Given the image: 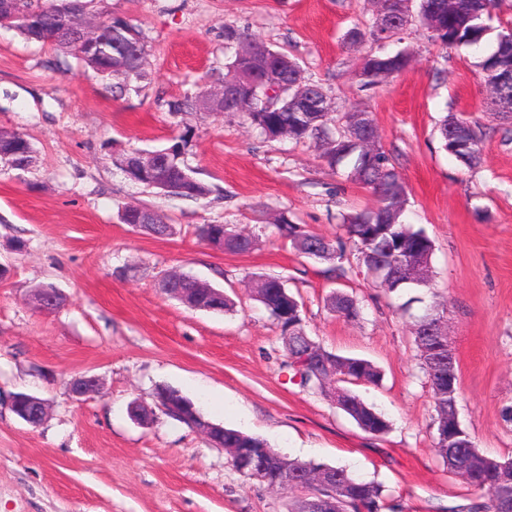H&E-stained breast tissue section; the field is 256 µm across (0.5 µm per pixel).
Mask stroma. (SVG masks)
I'll use <instances>...</instances> for the list:
<instances>
[{"instance_id": "35a3bbf8", "label": "stroma", "mask_w": 512, "mask_h": 512, "mask_svg": "<svg viewBox=\"0 0 512 512\" xmlns=\"http://www.w3.org/2000/svg\"><path fill=\"white\" fill-rule=\"evenodd\" d=\"M90 18L119 17L139 30L145 76L125 92L74 56L0 25V128L29 141L28 170L0 161V512H288L290 494L231 470L223 450L167 416L157 388L178 390L212 423L265 439L283 454L344 466L380 484L402 512H468L480 492L448 472L434 451V409L418 368L412 325L443 312L459 373L458 418L487 456H512V141L486 116L480 68L496 26H512V0H495L482 52L445 48L412 24L385 51L410 55L405 70L365 89L370 0H89ZM296 58L337 111L370 112L408 191L406 220L433 239L428 288L385 294L353 269L341 288L360 321L325 304L323 263L274 233L282 213L311 232L340 236L341 213L375 206L373 193L330 168L310 143L266 140L238 112L173 114L224 77L226 28ZM454 113L486 130L468 168L442 149L436 126ZM180 144L211 193L172 197L127 178L122 155ZM129 204L164 215L177 233L158 238L120 221ZM227 224L257 238L246 253L200 236ZM223 290L234 313L194 310L166 294L170 271ZM283 277L303 300L308 336L327 351L363 358L383 374L351 392L390 422L363 431L332 397L301 388L283 366L280 330L251 299V275ZM51 285L64 301L32 298ZM98 379L74 399L70 382ZM28 393L48 403L40 426L8 406Z\"/></svg>"}]
</instances>
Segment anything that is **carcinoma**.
<instances>
[{"label":"carcinoma","instance_id":"1","mask_svg":"<svg viewBox=\"0 0 512 512\" xmlns=\"http://www.w3.org/2000/svg\"><path fill=\"white\" fill-rule=\"evenodd\" d=\"M494 0H419L417 14H407L401 0H374L375 18L368 31L369 40L376 44L379 23L392 14L396 15L400 29L417 22L431 33L434 41L445 48L476 46L490 30L491 9ZM69 0H9L10 8L0 10V22L14 27L25 37L52 45L73 54L87 68L95 71L100 62L91 56L80 55L77 48L56 34L61 10ZM228 41L236 44L227 57L224 74V100L211 99L200 102L186 96L171 104L175 113L190 112L202 106L213 112L238 111V98L254 102V109L244 113L246 119L260 129L268 139L288 138L311 141L319 156L330 167L345 169L346 179L371 189L377 198L376 206L368 211L344 213L341 224L345 237L326 239L308 232L305 226L293 223L285 214H279L275 228L291 248L306 256L315 246L333 255L328 261L326 274L336 282L348 279L352 266L345 264L354 258L358 267L372 277L375 287L391 294L402 288H427L430 286L434 241L424 228L403 222L407 204V190L401 181L390 152L376 147L368 156L366 139L368 130L375 128L370 113L350 108L335 112L320 86L305 78L299 62L287 52L255 41L247 34L233 28L226 29ZM140 60L128 63L115 62L105 80L115 81L114 87L124 90L133 81L144 76L145 48H139ZM406 53L379 54L368 52L361 59V81L364 87H374L389 76L406 68ZM485 82L492 84L512 72V28L497 35L495 51L480 63ZM463 132L475 149L465 154L457 149L451 130ZM442 146L458 161L469 168L481 159L483 133L466 118L446 115L438 123ZM170 196L204 198L210 193L208 186L191 176V170L181 160L162 168L158 174L142 181ZM203 239L224 241V250L246 252L255 240L244 239L241 234L224 224H205L201 228ZM252 297L263 305L270 317L280 326L286 354L284 367L300 377L301 387L326 392V380L336 377V382L363 380L377 383L381 372L369 361L333 354L319 343L308 338L303 324L302 310L288 302L300 298L286 286L285 280L275 275H255L252 278ZM331 311L348 321L360 317L357 300L340 290L327 297ZM434 335L424 330L423 319H418L413 340L419 351L418 366L427 378L436 416L433 423L442 430L448 418V402L459 401L460 388L448 389V359L454 355L443 316L436 313ZM336 403L363 430L379 435L388 431L385 416L364 403L349 390H336ZM224 440L244 447L266 449L265 465L269 482L290 483L305 475L330 469L336 480L319 485L303 484L297 489L299 496L289 512H308L309 503L318 502L320 512H396L399 505H388L379 485L356 477L344 467H327L321 464L290 459L258 438L238 430L224 429ZM456 448H435V452L448 472L463 477L471 487L487 495V501L475 503L470 512H512V494L492 496L489 488L496 485L505 467L512 466V459L498 460L480 452L465 429H460Z\"/></svg>","mask_w":512,"mask_h":512}]
</instances>
